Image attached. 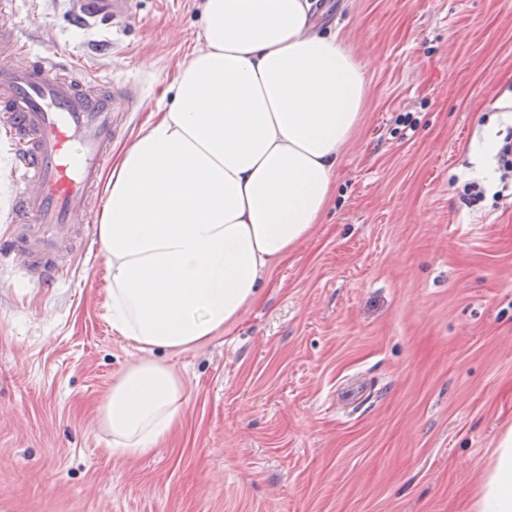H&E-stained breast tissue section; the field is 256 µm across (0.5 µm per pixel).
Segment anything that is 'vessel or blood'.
<instances>
[{
  "label": "vessel or blood",
  "instance_id": "1",
  "mask_svg": "<svg viewBox=\"0 0 512 512\" xmlns=\"http://www.w3.org/2000/svg\"><path fill=\"white\" fill-rule=\"evenodd\" d=\"M133 0H75L79 22H128ZM57 57L30 54L19 29L0 18V128L13 144L21 184L11 203L9 253L24 279L55 287L87 228L130 95L66 73Z\"/></svg>",
  "mask_w": 512,
  "mask_h": 512
}]
</instances>
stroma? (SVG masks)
Listing matches in <instances>:
<instances>
[{"label": "stroma", "mask_w": 512, "mask_h": 512, "mask_svg": "<svg viewBox=\"0 0 512 512\" xmlns=\"http://www.w3.org/2000/svg\"><path fill=\"white\" fill-rule=\"evenodd\" d=\"M201 0L78 24L13 0L28 49L165 109ZM366 64L362 124L328 210L261 300L168 355L187 406L153 455L114 453L98 408L140 351L107 320L99 243L65 282L5 252L18 185L0 133V512H470L512 425V187L474 146L512 93V0H317ZM485 198L470 203L467 185Z\"/></svg>", "instance_id": "obj_1"}]
</instances>
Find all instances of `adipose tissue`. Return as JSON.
I'll list each match as a JSON object with an SVG mask.
<instances>
[{
    "mask_svg": "<svg viewBox=\"0 0 512 512\" xmlns=\"http://www.w3.org/2000/svg\"><path fill=\"white\" fill-rule=\"evenodd\" d=\"M201 14L200 48L171 105L119 152L97 219L112 329L142 354L101 422L133 457L181 422L167 354L237 321L319 223L367 93L365 66L317 26L314 0H202ZM471 512H512V427Z\"/></svg>",
    "mask_w": 512,
    "mask_h": 512,
    "instance_id": "adipose-tissue-1",
    "label": "adipose tissue"
}]
</instances>
